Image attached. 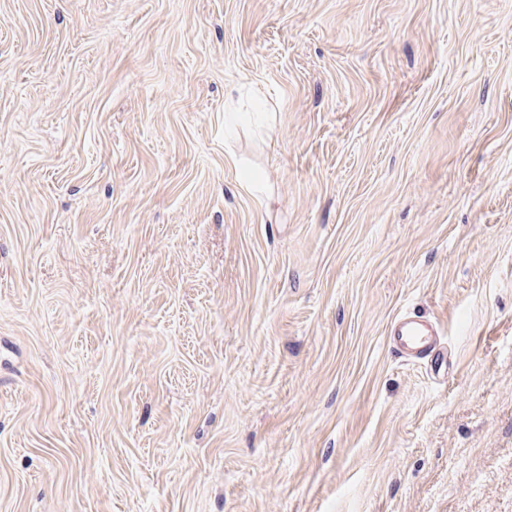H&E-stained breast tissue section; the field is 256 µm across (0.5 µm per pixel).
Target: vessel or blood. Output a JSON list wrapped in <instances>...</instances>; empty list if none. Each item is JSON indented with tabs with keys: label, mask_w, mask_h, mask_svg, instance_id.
<instances>
[{
	"label": "vessel or blood",
	"mask_w": 512,
	"mask_h": 512,
	"mask_svg": "<svg viewBox=\"0 0 512 512\" xmlns=\"http://www.w3.org/2000/svg\"><path fill=\"white\" fill-rule=\"evenodd\" d=\"M393 345L398 353L407 359L423 361L435 368L448 364V355L436 327L427 319L412 313L396 318L390 328Z\"/></svg>",
	"instance_id": "obj_1"
}]
</instances>
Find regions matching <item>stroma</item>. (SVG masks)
Segmentation results:
<instances>
[{"label": "stroma", "instance_id": "stroma-1", "mask_svg": "<svg viewBox=\"0 0 512 512\" xmlns=\"http://www.w3.org/2000/svg\"><path fill=\"white\" fill-rule=\"evenodd\" d=\"M0 512H512V0H0ZM390 335L402 357L424 361L438 371L448 369V353L442 351L439 333L427 319L413 313L401 314L391 325Z\"/></svg>", "mask_w": 512, "mask_h": 512}]
</instances>
